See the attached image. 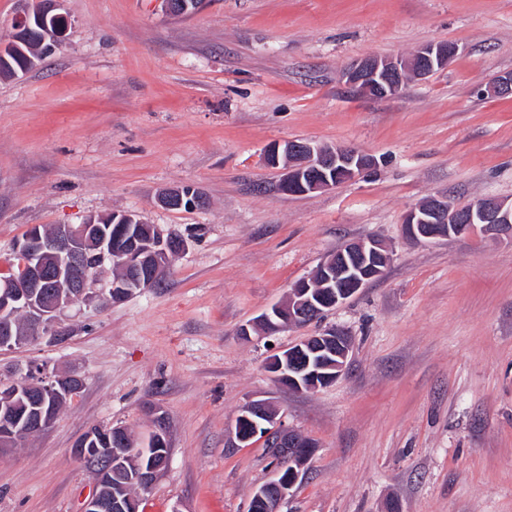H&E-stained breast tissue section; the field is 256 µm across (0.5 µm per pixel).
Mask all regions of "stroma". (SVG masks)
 <instances>
[{
	"instance_id": "35a3bbf8",
	"label": "stroma",
	"mask_w": 512,
	"mask_h": 512,
	"mask_svg": "<svg viewBox=\"0 0 512 512\" xmlns=\"http://www.w3.org/2000/svg\"><path fill=\"white\" fill-rule=\"evenodd\" d=\"M68 29L32 69L0 77V265L34 225L126 212L182 237L159 285L66 309L61 342L0 351L82 387L55 422L0 455V512H82L94 478L70 453L92 427L135 445L164 421L167 470L138 512H246L270 476L263 443L230 445L241 408L269 401L316 445L280 512H512V237L482 227L421 243L405 213L512 200V0H65ZM451 43L405 93L352 92L367 57ZM351 146L375 168L335 188L277 192L276 143ZM190 185L208 205L169 210ZM392 252L383 276L303 326L253 325L350 240ZM250 335H243V328ZM352 337L331 385L297 392L266 365L324 329Z\"/></svg>"
}]
</instances>
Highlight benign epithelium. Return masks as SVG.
I'll return each mask as SVG.
<instances>
[{"instance_id":"1","label":"benign epithelium","mask_w":512,"mask_h":512,"mask_svg":"<svg viewBox=\"0 0 512 512\" xmlns=\"http://www.w3.org/2000/svg\"><path fill=\"white\" fill-rule=\"evenodd\" d=\"M172 16H180L199 7L198 0H161ZM63 0H32V7L23 11L15 24L10 41L30 27L33 19H41L61 12ZM456 47L445 43L428 44L411 59L368 57L351 65L344 73L345 84L372 98H386L401 92L409 76L426 78L445 67ZM486 89L498 96H512V75L489 82ZM265 163L282 172L279 188L284 193L299 189L303 193L327 190L354 178L376 165L374 158L349 146L323 150L308 142L289 141L270 146ZM316 169L317 175L303 180L304 174ZM103 216H90L80 224H63L52 236L41 234L33 226L16 244V256L21 258V275L3 285L0 291V316L16 302L25 304L31 325L19 326L11 319L0 322V334L14 340L16 336L48 337L60 340L63 333L57 327L61 311L79 300L96 299L103 305H112L126 298L129 289H116L105 272L116 266L131 264L130 258L140 253L132 243L128 254L112 252V243L103 235L100 224ZM480 225L497 234L512 235V203L501 200L480 201L466 210L436 196L407 211L403 219L405 234L422 242L460 236ZM174 235L156 224L150 225V242L146 249V263L150 275L160 276L168 266ZM390 258L387 246L375 238L352 240L330 254L318 267L312 278H303L291 289L288 300L278 303L262 314L259 323L266 332L273 333L288 326L304 323L313 314L322 315L345 303L361 289L379 279ZM45 283L55 285L50 297L39 288ZM351 349L347 334L329 328L317 336L296 343L273 359L269 369L275 381L295 390H316L338 379L346 368ZM12 394L3 393L0 386V418L11 420L9 403L21 390L31 395L58 391L56 379L36 375L31 371L24 379L9 384ZM262 439L276 455L271 478L257 486L249 501V512L261 507L266 512H279L281 503L302 480L313 455L314 445L307 437L289 429L278 419L277 412L265 400L248 403L236 418L231 445L250 446ZM91 437L81 438L72 454L76 458L91 459L99 469V480L112 484L134 482L141 491L150 489L157 476L167 467L169 454L166 428L163 420L156 422L152 447L137 449L134 469H129L130 456L124 448H90ZM83 512H138V499L102 494L94 488Z\"/></svg>"}]
</instances>
